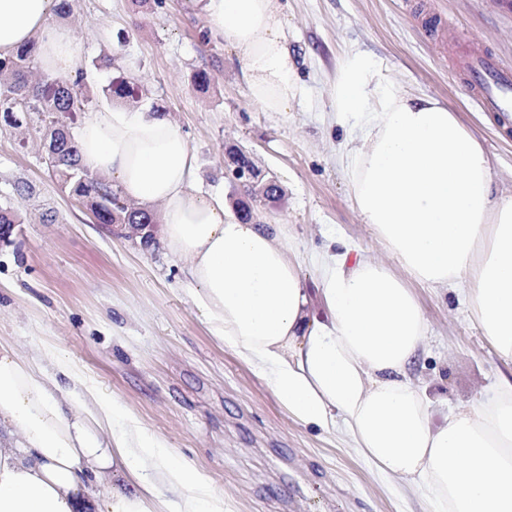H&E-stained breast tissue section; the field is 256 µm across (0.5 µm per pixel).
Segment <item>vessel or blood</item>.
<instances>
[{"label": "vessel or blood", "instance_id": "1", "mask_svg": "<svg viewBox=\"0 0 512 512\" xmlns=\"http://www.w3.org/2000/svg\"><path fill=\"white\" fill-rule=\"evenodd\" d=\"M463 67L471 77L484 111L503 116L512 114V66L483 53L467 57Z\"/></svg>", "mask_w": 512, "mask_h": 512}]
</instances>
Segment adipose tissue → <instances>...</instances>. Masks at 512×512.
I'll list each match as a JSON object with an SVG mask.
<instances>
[{
  "mask_svg": "<svg viewBox=\"0 0 512 512\" xmlns=\"http://www.w3.org/2000/svg\"><path fill=\"white\" fill-rule=\"evenodd\" d=\"M232 45L252 100L288 111L302 85L279 0H192ZM54 0H0V57L36 43L43 72L69 74L84 45L53 24ZM333 108L354 119L344 157L362 223L408 276L449 290L461 277L500 358L512 363V196H496L487 155L455 112L396 88L348 52ZM82 166L154 213L166 249L188 262L193 304L211 336L267 377L289 415L342 430L363 462L424 499L429 512H512V380L432 421L411 375L428 323L402 278L343 248L314 265L325 318L281 225L245 222L219 194L193 191L184 136L164 115L121 104L88 113ZM40 359L0 344V512H227L223 493L167 442L87 390L65 408Z\"/></svg>",
  "mask_w": 512,
  "mask_h": 512,
  "instance_id": "ef3b65f1",
  "label": "adipose tissue"
}]
</instances>
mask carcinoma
<instances>
[{
  "label": "carcinoma",
  "instance_id": "cac0c4a2",
  "mask_svg": "<svg viewBox=\"0 0 512 512\" xmlns=\"http://www.w3.org/2000/svg\"><path fill=\"white\" fill-rule=\"evenodd\" d=\"M38 47L32 43L15 55L0 58V118L18 131L19 142H39L41 160L49 175L77 199L86 203L100 224H122L131 239L145 224L155 223L152 213L131 205L120 189L80 164L75 131L78 120L90 111L92 97L85 72L75 76L45 77L37 71ZM121 99L138 100L142 90L122 80L110 87ZM253 198L274 202L282 189L261 183L244 185Z\"/></svg>",
  "mask_w": 512,
  "mask_h": 512
}]
</instances>
